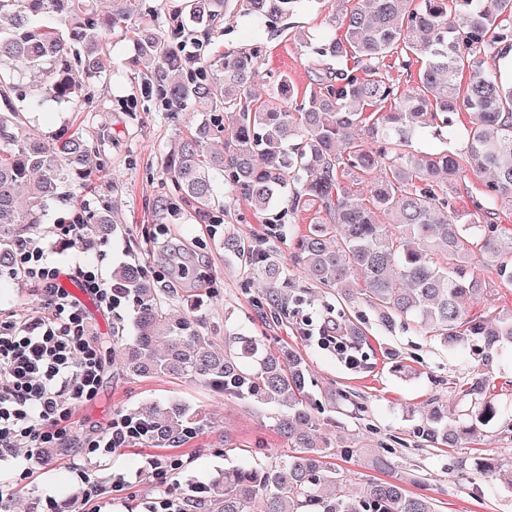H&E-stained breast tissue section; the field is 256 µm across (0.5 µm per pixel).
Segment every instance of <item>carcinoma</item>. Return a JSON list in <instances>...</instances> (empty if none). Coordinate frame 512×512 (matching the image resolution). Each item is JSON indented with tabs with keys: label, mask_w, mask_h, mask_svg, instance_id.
<instances>
[{
	"label": "carcinoma",
	"mask_w": 512,
	"mask_h": 512,
	"mask_svg": "<svg viewBox=\"0 0 512 512\" xmlns=\"http://www.w3.org/2000/svg\"><path fill=\"white\" fill-rule=\"evenodd\" d=\"M314 0H180L165 18L146 0H0V270L13 266L16 245L44 223L50 204L74 181H92L108 163L104 143L62 127L48 140L30 124L45 97L74 110L93 103L107 35L133 40L130 65L152 86L153 106L172 116L197 100L207 115L187 130L165 161L169 195L162 213L186 210L205 224H224L239 201L288 238L308 206L327 221L294 237V262L319 288L346 303L364 302L380 324L410 322L448 350L490 356L512 347V310L470 312L465 302L491 296L490 283L471 268L481 255L500 285L512 288V230L495 223L498 207L512 206V0H353L340 35L301 40L313 87L298 96L281 75L265 99L260 45L207 50L220 22L246 17L266 29L301 13ZM204 49L186 55L178 43ZM398 54L404 66H423L411 84L396 89L379 64ZM498 70L485 71V58ZM394 105L384 109V103ZM469 122L455 144L456 116ZM427 136L447 147L426 151ZM479 178L473 208L455 207L448 191ZM370 177L367 192L350 183ZM99 239L112 233L111 210L80 211ZM224 252L263 282L267 309L285 308L287 283L277 254L261 239L224 233ZM112 294L132 306L134 335L112 326V362L129 376H174L197 381L224 396L252 400L274 411L271 427L289 443L271 465L237 464L224 470L192 512H436L434 500L407 490L415 477L392 474L384 448L371 467L384 474L357 494L331 457L330 441L310 408V367L295 348L267 349L259 337L224 332V347L196 317L177 316L136 262L112 269ZM340 330L348 352L361 351L365 332L348 320ZM463 420L433 407L415 434L424 446L461 448L499 415L490 379L473 372L456 393ZM189 408L145 405L134 415L152 429L158 447L186 440ZM477 466L512 486V470L484 457Z\"/></svg>",
	"instance_id": "obj_1"
}]
</instances>
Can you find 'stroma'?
<instances>
[{"mask_svg": "<svg viewBox=\"0 0 512 512\" xmlns=\"http://www.w3.org/2000/svg\"><path fill=\"white\" fill-rule=\"evenodd\" d=\"M345 8L344 0H321L320 5L290 18L287 29L280 33L238 20L225 30L219 44L235 50L262 46L258 94H266L273 73L287 74L303 91L311 86L314 75L310 60L300 49V39L315 40L329 32L330 18ZM133 53V44L124 35L117 32L110 36L103 58L106 75L94 87L91 111L74 112L49 100L42 111L30 115L32 123L46 135L74 123L110 141V162L98 185L87 190L74 184L69 192L94 210L116 203L118 224L114 233L88 246L64 248L57 218L68 214L70 207L58 202L44 224L31 233V240L45 247L70 272L92 264L107 279L115 265L142 263L157 287L168 292L172 309L183 315L202 314L210 335L220 338L230 330L263 337L273 348L288 344L298 347L310 365L312 398L323 405L317 418L324 432L333 443L354 450L341 463L352 488H360L373 478L369 460L379 440H393L397 443L392 457L394 473L417 476L423 493L434 499L437 512H512V487L482 476L475 466L480 456L512 467V350L503 349L486 364L478 356H458L416 329L384 328L366 305L344 306L333 291L310 286L293 262V243L289 240L276 243L287 269L288 311L276 321L261 318L257 308L261 290L225 256L223 235H209L206 225L189 213L164 218L155 209L157 198L169 187L165 158L183 125L163 112L123 111V99L145 96L144 81L125 66ZM175 249L187 255L190 265L187 277L179 280L169 274V255ZM35 305V292L29 283L0 277V312L20 320L28 317ZM341 312L367 333L369 343L362 348V366L348 367L336 353L319 347L316 338L305 335L306 316L333 319ZM480 368L489 375L491 391L500 406L497 420L484 427L481 441L447 450L403 447V440L412 435L431 402L447 404L449 417L460 415L454 389ZM329 388L350 391L363 408L362 418L350 417L343 408L325 406L324 392ZM173 401L202 417L184 442L173 448L136 444L110 458L83 463L80 445L104 430L113 416L148 403ZM72 422L67 445L47 450L39 469L29 473L18 468L0 471V483L12 493L11 500L0 505L5 512H61L65 500L79 492L88 493L94 484L101 489L96 502L105 512H141L144 501L154 493L152 485L140 476L150 459H181L182 477L210 485L225 466L251 459L268 465L288 452L287 441L272 430L268 412L259 405L224 399L186 379L130 377L112 365L105 368L97 398L79 405ZM228 440L235 447L230 456L224 453ZM76 463L84 464L87 480L73 473ZM116 474L130 483L118 501L111 498Z\"/></svg>", "mask_w": 512, "mask_h": 512, "instance_id": "1", "label": "stroma"}]
</instances>
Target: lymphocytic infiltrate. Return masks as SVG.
Segmentation results:
<instances>
[{"instance_id":"lymphocytic-infiltrate-1","label":"lymphocytic infiltrate","mask_w":512,"mask_h":512,"mask_svg":"<svg viewBox=\"0 0 512 512\" xmlns=\"http://www.w3.org/2000/svg\"><path fill=\"white\" fill-rule=\"evenodd\" d=\"M11 272L34 284L37 310L22 321L0 320V465L29 470L47 449L69 439L75 406L94 400L102 384L103 361L81 294L111 314L121 303L92 266L79 268L77 288H68L66 272L29 240L17 247ZM149 434L143 420L120 414L84 442L80 454L109 458L145 443ZM149 467L155 494L145 501L144 512H188V503L204 490L201 481L179 480L180 460L153 461Z\"/></svg>"}]
</instances>
